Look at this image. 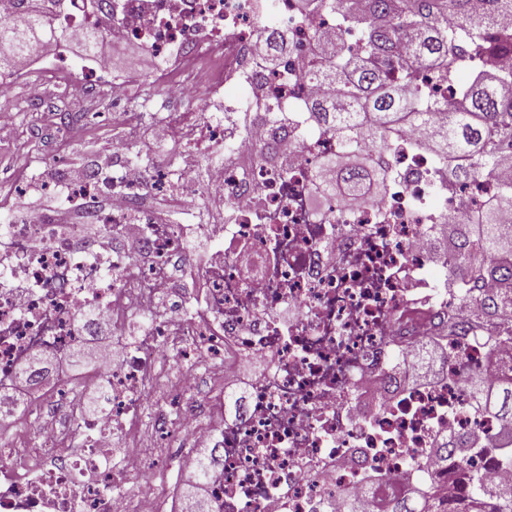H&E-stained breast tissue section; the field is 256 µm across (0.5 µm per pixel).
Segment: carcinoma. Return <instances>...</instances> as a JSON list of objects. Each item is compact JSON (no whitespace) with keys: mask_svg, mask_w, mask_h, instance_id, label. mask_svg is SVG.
Returning <instances> with one entry per match:
<instances>
[{"mask_svg":"<svg viewBox=\"0 0 512 512\" xmlns=\"http://www.w3.org/2000/svg\"><path fill=\"white\" fill-rule=\"evenodd\" d=\"M25 24L0 21V75L14 60L33 54L57 40L51 19L63 0H20ZM315 16L336 19V38L321 44L316 33L307 56L305 79L327 81L334 92L307 107L305 127L323 129L340 139L336 153L324 157L313 188L333 190L340 196L377 202L391 179V169L380 161L388 142L415 128L425 131L420 146L433 151L448 178L467 183L490 175L501 155L512 151V70L487 65L501 52H512V0H306ZM358 45L346 40L351 31ZM274 64L288 55V32L268 34ZM472 63L468 79L453 83L454 98L434 96L424 76L442 82L454 79L462 60ZM244 121L264 119L285 125L288 109L274 104H245ZM512 182L504 184L473 216L470 224H452L456 250L454 265L472 275L473 285L459 294L466 310L468 330L482 332L492 311L512 307ZM480 279L501 285L494 298H467ZM472 372L466 384L477 405L512 420V380L483 395ZM441 463L453 461L465 494L447 507L433 498L431 486H417L392 499L388 512H512V483L485 479L468 467L475 453L492 455L512 464V450L500 448L490 437H443L437 444Z\"/></svg>","mask_w":512,"mask_h":512,"instance_id":"cac0c4a2","label":"carcinoma"}]
</instances>
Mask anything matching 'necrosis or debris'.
<instances>
[{
    "instance_id": "necrosis-or-debris-1",
    "label": "necrosis or debris",
    "mask_w": 512,
    "mask_h": 512,
    "mask_svg": "<svg viewBox=\"0 0 512 512\" xmlns=\"http://www.w3.org/2000/svg\"><path fill=\"white\" fill-rule=\"evenodd\" d=\"M55 25L63 37L45 58L0 78V131L27 77L34 103L57 83L79 96L110 90L119 105L147 73L205 110L164 115L185 145L171 163L134 165L130 141H114L109 168L68 186L72 223L19 211L0 226V419L42 446L34 456L21 438L0 440V512H183L180 486L159 489L148 463L167 456L173 426L216 451L207 512H347L351 494L366 510L430 476L440 500L460 499L434 451L472 431L512 445L502 419L474 413L462 388L470 367L493 387L512 379V348L493 343L512 310L481 335L449 332L464 314L451 267L431 256L447 220L467 221L458 199L483 203L500 175L461 185L407 138L383 155L393 177L377 204L328 193L313 208L335 135L298 121L279 133L262 120L244 127L236 115L244 100L299 109L327 93L307 84L301 58L312 27L332 35L336 24H312L299 0H70ZM268 25L287 29L300 55L273 73L260 68ZM92 29L127 46L122 73L96 57L67 74ZM269 141L282 168L255 160ZM151 188L170 219L142 202ZM103 324L112 342L97 371L72 381L67 359ZM177 355L193 369L167 381L168 408L129 445L159 363ZM245 360L264 370L233 411L220 393L185 405L203 373L227 379ZM113 484L128 494L108 493Z\"/></svg>"
}]
</instances>
